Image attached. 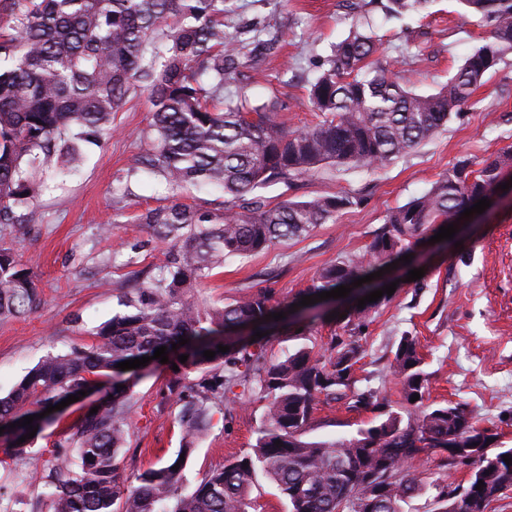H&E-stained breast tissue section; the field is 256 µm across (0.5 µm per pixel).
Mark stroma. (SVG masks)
<instances>
[{"label":"stroma","mask_w":512,"mask_h":512,"mask_svg":"<svg viewBox=\"0 0 512 512\" xmlns=\"http://www.w3.org/2000/svg\"><path fill=\"white\" fill-rule=\"evenodd\" d=\"M233 29L251 41L225 94L258 105L276 97L285 105L280 119L301 130L319 121L308 102L314 63L361 27L374 32V61L403 56L405 80L431 93L446 83L466 54L486 43L490 30L458 14L456 0H432L420 15L386 17L371 0H238ZM154 144L152 104L146 91L130 93L116 112L112 133L92 148L80 172L66 183L45 180L28 237L17 258L35 282L38 310L25 317H0V397L45 355L89 345L94 334L120 313V295L136 287L165 260L162 245L137 217L170 204L165 182L131 174L134 158ZM512 146V56L492 71L484 85L450 117L447 126L410 154L379 171L363 167L327 168L291 184L264 189L269 202L349 192L357 205L335 222L277 244L245 259L228 261L196 292L220 306L246 294L269 290L274 302L293 303L329 263L366 253L382 233L389 211L428 189L460 157L482 160ZM414 268L421 279L407 281L404 266L384 273L396 290L373 312L362 333L364 356L356 376L400 406L399 385L388 366L401 337H415L427 374L431 402H463L493 429L503 447L512 448V203L503 202L459 225L453 239L421 242ZM335 320L308 322L303 331L280 329L268 346L269 359L307 343L324 346L341 334ZM171 364L152 363L133 389L136 406L121 473L127 480L173 459L182 443L178 409L167 398ZM261 401L245 397L214 410L184 469L194 486L225 460L250 451L263 424ZM373 409L351 410L344 401L319 404L307 431L314 440L344 439L375 421ZM426 486L402 503V512H439L438 487L465 486L470 472L446 469L425 459L415 464ZM43 480L21 461L0 470V497L38 503Z\"/></svg>","instance_id":"stroma-1"}]
</instances>
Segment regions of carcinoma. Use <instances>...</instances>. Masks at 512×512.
<instances>
[{
	"label": "carcinoma",
	"instance_id": "obj_1",
	"mask_svg": "<svg viewBox=\"0 0 512 512\" xmlns=\"http://www.w3.org/2000/svg\"><path fill=\"white\" fill-rule=\"evenodd\" d=\"M234 2L0 0V224L11 227V244H0V316L29 315L40 304L14 245L29 233L42 177L74 174L89 148L111 134L112 114L137 87L152 103L156 144L130 172L163 180L174 197L138 216L164 246L166 262L122 295L125 311L97 330L94 343L47 355L0 398V440L6 444L0 466L22 458L41 464L34 439L18 443L28 427L9 424L110 373L112 397L56 444L72 453L43 463L53 512H244L261 477L276 486L288 512H401V502L423 488L412 462L425 456L438 457L443 467L472 468L466 487L438 493L443 512H493L512 490V465L503 459L512 458V448L497 447L498 434L462 404L425 402L427 376L414 338L400 339L390 363L406 414L375 390L356 387L363 358L357 332L378 303L346 309L339 319L344 335L328 345H302L268 361L266 331L274 320L266 316L277 312L269 291L222 307L193 295L226 260L303 237L356 204V197L338 193L272 205L261 194L270 183H291L324 166L382 169L444 127L512 56V0H458L464 15L491 28L492 39L430 94L405 86L393 72L397 58L368 62L375 42L354 30L318 65L308 99L322 120L300 131L278 120L275 99L251 107L241 97L224 96L243 50L229 31ZM429 2L387 0L384 8L398 17ZM509 178L511 146L478 163L458 160L426 191L388 213L385 230L366 254L325 266L307 295L350 284L409 254L421 230L439 232ZM194 187L222 190L224 210L176 200ZM258 331L265 336L255 337ZM181 337L189 343L179 345ZM174 343L177 355H188L167 385L179 405L182 446L175 459L143 471L137 485L125 489L120 453L142 369L116 365L151 357L161 346L170 352ZM220 344L230 350L218 351ZM206 350L214 358H205ZM119 384L124 389L117 390ZM246 394L265 402L253 448L184 491L186 459L208 430L211 407ZM342 399L351 410L376 408L378 422L349 439H307L317 405Z\"/></svg>",
	"mask_w": 512,
	"mask_h": 512
}]
</instances>
